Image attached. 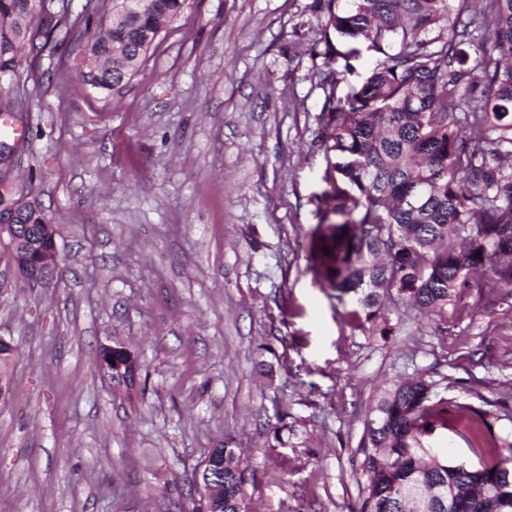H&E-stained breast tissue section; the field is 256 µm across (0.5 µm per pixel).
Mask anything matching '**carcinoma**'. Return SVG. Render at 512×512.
<instances>
[{"label": "carcinoma", "mask_w": 512, "mask_h": 512, "mask_svg": "<svg viewBox=\"0 0 512 512\" xmlns=\"http://www.w3.org/2000/svg\"><path fill=\"white\" fill-rule=\"evenodd\" d=\"M111 2L83 47L74 88L117 92L187 0H87L85 28ZM323 12L325 66L335 152L330 189L320 197L309 258L316 278L355 302L356 326L391 327L382 299L391 293L435 318L467 290L479 296L512 287V0H483L487 42L451 0H317ZM45 0H0V78L17 75L23 55L42 51ZM364 42L375 65L361 86L336 97L338 59L351 71V48L330 33ZM467 110H462V107ZM0 217L48 224L36 203L0 189ZM329 253H324V248ZM14 348L0 349V396L10 392ZM436 382L401 379L374 398L357 452L366 475L359 512H512V484L499 483L512 456L478 465L442 459L424 439L447 425L448 402H431ZM295 426L281 418L268 447H288ZM248 465L224 448V481L192 500V512H244ZM454 494L453 502L448 495Z\"/></svg>", "instance_id": "1"}]
</instances>
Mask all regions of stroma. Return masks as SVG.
I'll return each mask as SVG.
<instances>
[{
    "label": "stroma",
    "instance_id": "1",
    "mask_svg": "<svg viewBox=\"0 0 512 512\" xmlns=\"http://www.w3.org/2000/svg\"><path fill=\"white\" fill-rule=\"evenodd\" d=\"M315 0H187L117 92H74L81 30L0 83L23 107L14 175L58 229L46 288L0 249V512H178L211 448L242 449L251 512H357L378 389L418 373L448 402L429 445L478 463L512 444V288L442 322L386 300L353 326L308 261L329 121ZM137 356L113 388L102 346ZM490 431L471 433L478 412ZM294 446L270 451L280 417Z\"/></svg>",
    "mask_w": 512,
    "mask_h": 512
}]
</instances>
